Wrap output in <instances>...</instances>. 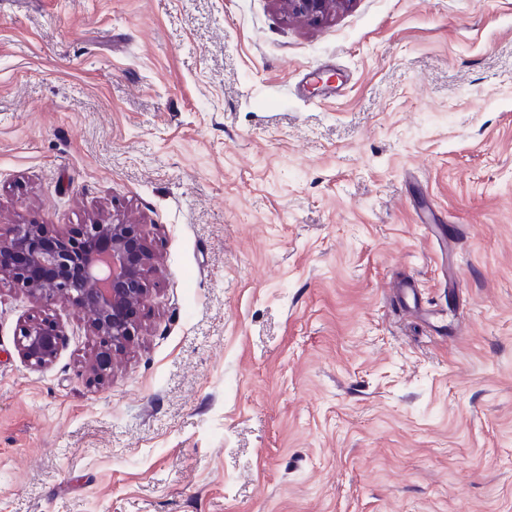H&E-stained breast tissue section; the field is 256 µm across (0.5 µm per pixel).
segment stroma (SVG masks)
I'll list each match as a JSON object with an SVG mask.
<instances>
[{
    "label": "stroma",
    "mask_w": 512,
    "mask_h": 512,
    "mask_svg": "<svg viewBox=\"0 0 512 512\" xmlns=\"http://www.w3.org/2000/svg\"><path fill=\"white\" fill-rule=\"evenodd\" d=\"M116 212L105 380L0 282V512H512V0H0V226ZM280 9L289 17L310 22L327 19L336 9L345 8L353 0H274ZM419 283L412 277L396 278L389 282V291L394 298L409 303L413 300V307L416 309L417 296L419 295ZM59 325L48 318L31 320L20 332L19 348L31 365L43 367L52 363L62 345Z\"/></svg>",
    "instance_id": "stroma-1"
}]
</instances>
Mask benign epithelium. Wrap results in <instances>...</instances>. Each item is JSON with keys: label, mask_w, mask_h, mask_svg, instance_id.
I'll return each mask as SVG.
<instances>
[{"label": "benign epithelium", "mask_w": 512, "mask_h": 512, "mask_svg": "<svg viewBox=\"0 0 512 512\" xmlns=\"http://www.w3.org/2000/svg\"><path fill=\"white\" fill-rule=\"evenodd\" d=\"M289 17L327 19L353 0H274ZM158 257L147 245L142 225L118 214L110 222L81 224L66 234L49 224H13L0 229V280L38 300L72 302L89 312L98 347L90 369L99 377L112 371L113 355L138 335L147 281ZM59 325L48 318L30 321L19 348L31 365L52 363L62 345Z\"/></svg>", "instance_id": "benign-epithelium-1"}]
</instances>
